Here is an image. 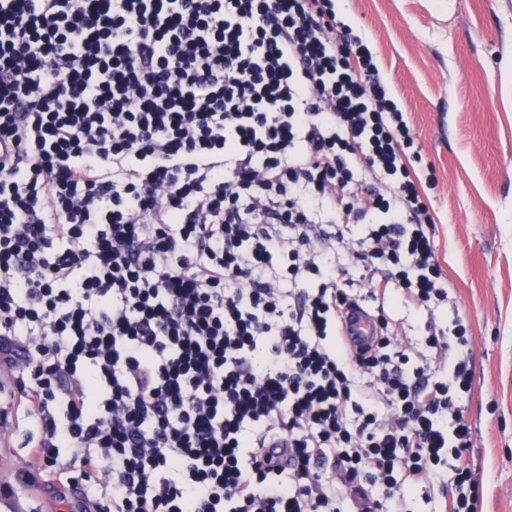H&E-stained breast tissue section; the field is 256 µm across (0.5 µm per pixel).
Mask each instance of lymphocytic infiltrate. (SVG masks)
Instances as JSON below:
<instances>
[{
    "mask_svg": "<svg viewBox=\"0 0 512 512\" xmlns=\"http://www.w3.org/2000/svg\"><path fill=\"white\" fill-rule=\"evenodd\" d=\"M422 146L336 0H0V365L97 512H476ZM367 281L379 333L344 315ZM349 330L357 344L370 343L377 334L375 319L366 309H359L351 314ZM404 318V329L406 337L404 344H413L419 348L418 343L423 337L426 315L414 311H404L401 315ZM445 483L442 480H433L426 486L420 489L415 496L408 499L403 510L409 509L412 512H432L433 503H428V495L433 498H439L442 493V488L445 489L446 484L448 488V475L444 477Z\"/></svg>",
    "mask_w": 512,
    "mask_h": 512,
    "instance_id": "1",
    "label": "lymphocytic infiltrate"
}]
</instances>
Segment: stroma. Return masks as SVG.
<instances>
[{
	"label": "stroma",
	"mask_w": 512,
	"mask_h": 512,
	"mask_svg": "<svg viewBox=\"0 0 512 512\" xmlns=\"http://www.w3.org/2000/svg\"><path fill=\"white\" fill-rule=\"evenodd\" d=\"M413 123L449 293L472 336L471 450L477 512H512V0H339ZM59 468L36 475L30 512L59 500Z\"/></svg>",
	"instance_id": "1"
}]
</instances>
